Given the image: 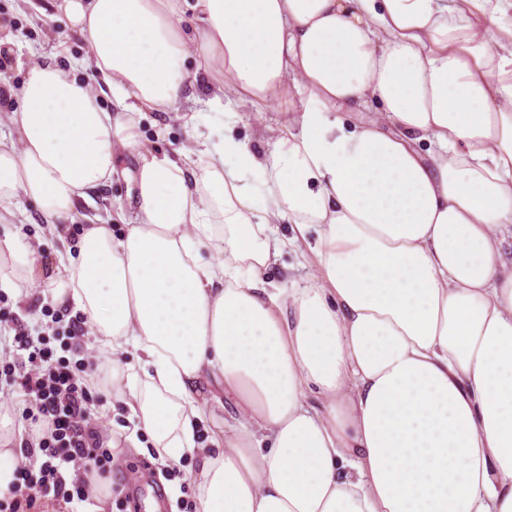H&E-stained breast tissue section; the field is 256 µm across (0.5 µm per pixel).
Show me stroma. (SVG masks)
<instances>
[{"mask_svg":"<svg viewBox=\"0 0 512 512\" xmlns=\"http://www.w3.org/2000/svg\"><path fill=\"white\" fill-rule=\"evenodd\" d=\"M55 0H0V33L11 37L9 46L11 84H20L31 64L45 59L54 60L64 67H71L75 59L85 52V42L71 31L65 21L43 23V14L55 13ZM198 104L192 105V121H184L176 114L160 111H146L138 114V128L143 142L157 153L172 154L194 146L197 135H218L224 129V116L215 108L204 104L205 85L195 90ZM289 114L282 105L271 106L259 112L247 107L241 108L236 132L255 151L263 152L267 144L262 136L265 127L287 120ZM122 169L113 173L112 183L96 196L93 212L115 215L119 208L129 207L133 200L129 196L131 183L128 171L136 170L132 156H124ZM30 219L17 225L19 234L28 239H41V263L49 268L57 261V253L63 246H75L82 231L80 225H66L61 235L51 234L43 224L37 211H30ZM46 303L40 291H32L25 298L5 292L0 294V339L10 340L14 320H22L32 333L65 338L68 322L52 323L44 316ZM139 449H128L120 454L119 464L114 468L111 479L102 480L98 494L90 502L78 504V512H143L141 500L126 501L123 492L133 485L143 484L145 475L156 466V450L148 436H140ZM196 461L184 457L177 473L164 481L162 512H184L187 503L195 501L198 489L193 474Z\"/></svg>","mask_w":512,"mask_h":512,"instance_id":"stroma-1","label":"stroma"}]
</instances>
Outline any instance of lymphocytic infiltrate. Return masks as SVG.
Wrapping results in <instances>:
<instances>
[{
    "mask_svg": "<svg viewBox=\"0 0 512 512\" xmlns=\"http://www.w3.org/2000/svg\"><path fill=\"white\" fill-rule=\"evenodd\" d=\"M11 350L0 356V383L23 404L22 419L30 434L25 441L28 465L15 468L10 512H33L42 496L64 503L91 498L89 481H68L70 466L96 474L109 472L112 452L89 414L105 373L88 360L57 355L49 337L16 323Z\"/></svg>",
    "mask_w": 512,
    "mask_h": 512,
    "instance_id": "lymphocytic-infiltrate-1",
    "label": "lymphocytic infiltrate"
}]
</instances>
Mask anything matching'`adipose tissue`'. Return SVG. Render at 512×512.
I'll use <instances>...</instances> for the list:
<instances>
[{"label":"adipose tissue","mask_w":512,"mask_h":512,"mask_svg":"<svg viewBox=\"0 0 512 512\" xmlns=\"http://www.w3.org/2000/svg\"><path fill=\"white\" fill-rule=\"evenodd\" d=\"M60 8L95 80L44 61L8 87L0 224L26 200L50 232L76 223L123 150L135 207L124 234L89 223L47 271L25 237H0V288L37 283L84 314L134 422L113 447L143 431L162 464L196 455L197 512H512V55L473 23L512 42V0ZM189 11L224 136L161 157L135 116L188 101ZM285 99L256 154L239 107ZM307 242L312 279L271 287L268 266ZM206 387L239 408L208 448ZM23 444L0 417V493Z\"/></svg>","instance_id":"ef3b65f1"}]
</instances>
